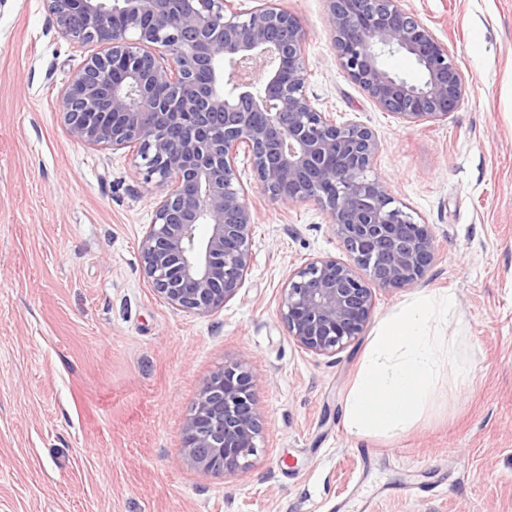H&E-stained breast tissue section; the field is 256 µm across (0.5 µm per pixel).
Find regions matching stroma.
<instances>
[{
  "label": "stroma",
  "mask_w": 512,
  "mask_h": 512,
  "mask_svg": "<svg viewBox=\"0 0 512 512\" xmlns=\"http://www.w3.org/2000/svg\"><path fill=\"white\" fill-rule=\"evenodd\" d=\"M308 33V93L379 142L373 170L430 225L435 259L379 290L359 340L333 357L300 349L281 289L309 259L346 258L314 202L262 194L252 270L223 309H171L143 272L140 242L162 193L129 149L66 133L59 90L91 50L47 0H0V512H512V0H399L445 44L467 81L444 121L405 124L341 69L326 0H275ZM453 292L439 326L462 341L469 386L443 371L398 438L361 437L344 408L379 323L422 294ZM254 376L262 433L229 479L193 468L183 422L230 359Z\"/></svg>",
  "instance_id": "obj_1"
}]
</instances>
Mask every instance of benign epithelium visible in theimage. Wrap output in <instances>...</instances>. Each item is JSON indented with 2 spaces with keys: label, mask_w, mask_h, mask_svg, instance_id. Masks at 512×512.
<instances>
[{
  "label": "benign epithelium",
  "mask_w": 512,
  "mask_h": 512,
  "mask_svg": "<svg viewBox=\"0 0 512 512\" xmlns=\"http://www.w3.org/2000/svg\"><path fill=\"white\" fill-rule=\"evenodd\" d=\"M336 56L348 77L406 124L445 120L466 95L448 46L398 0H327ZM62 33L98 51L59 91L70 137L131 148L147 181L166 187L140 243L144 273L174 310L207 316L243 288L254 216L236 166L245 150L260 190L282 204L315 202L348 259L308 261L288 276L280 317L298 347L332 357L364 332L375 290L401 289L432 264L436 240L373 173L374 133L336 123L307 94V31L267 0H50ZM143 13L158 21L136 24ZM405 53L418 84L387 71ZM207 235L195 238L196 226ZM261 422L242 359L201 387L185 418L182 452L198 470L235 475L257 450Z\"/></svg>",
  "instance_id": "1"
}]
</instances>
